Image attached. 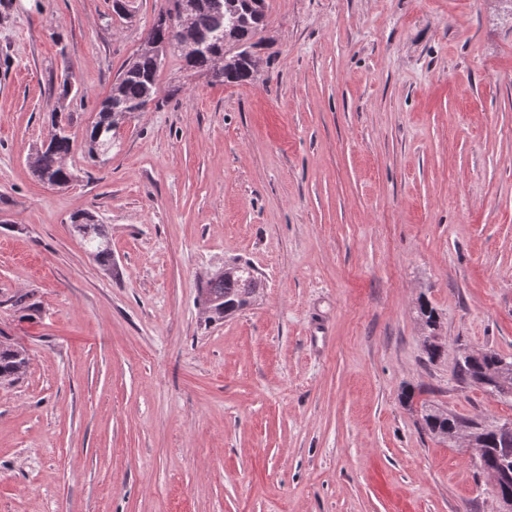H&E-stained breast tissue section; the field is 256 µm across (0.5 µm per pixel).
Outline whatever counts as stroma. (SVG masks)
<instances>
[{"mask_svg": "<svg viewBox=\"0 0 512 512\" xmlns=\"http://www.w3.org/2000/svg\"><path fill=\"white\" fill-rule=\"evenodd\" d=\"M168 6L0 0V336L29 357L0 382V512H497L423 416L512 421L454 376L512 355V0H267L252 81L167 53L159 103L91 159ZM66 77L59 189L30 159ZM237 260L264 288L207 322ZM77 233L92 247V256L103 265H109L112 254L106 241V230L103 224H95L93 216L83 214L72 220Z\"/></svg>", "mask_w": 512, "mask_h": 512, "instance_id": "1", "label": "stroma"}]
</instances>
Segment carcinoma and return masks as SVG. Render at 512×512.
Instances as JSON below:
<instances>
[{"mask_svg": "<svg viewBox=\"0 0 512 512\" xmlns=\"http://www.w3.org/2000/svg\"><path fill=\"white\" fill-rule=\"evenodd\" d=\"M266 15L258 14L248 0H202V5L193 14V41H182L179 34L164 30L168 41L185 62V66L202 75H210L215 57L227 55L229 69L225 77H213L222 83H246L253 79L261 65V58L253 51L252 42L256 33L265 26ZM162 56L149 45H142L112 84V90L101 103L99 118L112 116V126L100 131L95 124L86 133L90 155L106 153L112 149L114 131L118 117L131 112H142L154 101L157 94V77ZM64 107L54 111L56 127L61 132L54 136L50 146L38 152L35 172L41 180L50 184L68 185L73 172L63 164L73 149V139L68 131L69 120L60 115ZM77 233L92 247V256L103 265L112 261L106 241L104 225L94 222L93 216L83 214L73 217ZM260 286L254 268L248 262H236L208 277L201 285L200 297L207 306V320L219 321L246 306ZM504 359L512 364V357L495 351L488 352L481 360L462 357L457 363L456 375L463 382L473 381L480 371L491 370L497 361ZM28 364L26 350L0 339V381H16L24 374ZM430 434L439 438L448 433V428L460 422V418L448 414L435 416L431 411L423 416Z\"/></svg>", "mask_w": 512, "mask_h": 512, "instance_id": "cac0c4a2", "label": "carcinoma"}]
</instances>
